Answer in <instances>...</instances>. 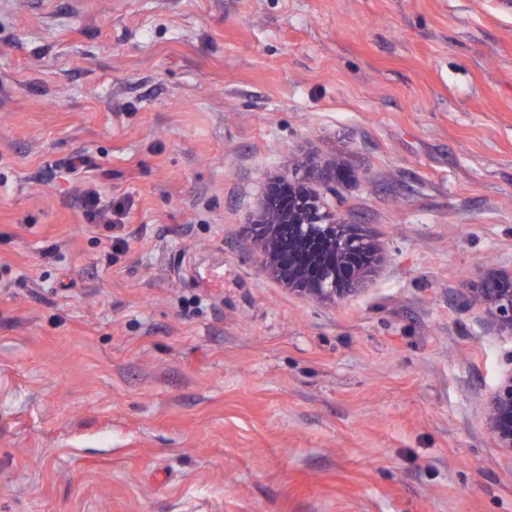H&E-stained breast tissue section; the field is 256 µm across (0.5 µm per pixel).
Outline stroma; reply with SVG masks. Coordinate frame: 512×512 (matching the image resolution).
<instances>
[{
  "instance_id": "stroma-1",
  "label": "stroma",
  "mask_w": 512,
  "mask_h": 512,
  "mask_svg": "<svg viewBox=\"0 0 512 512\" xmlns=\"http://www.w3.org/2000/svg\"><path fill=\"white\" fill-rule=\"evenodd\" d=\"M309 155L379 252L333 303L247 228ZM492 269L512 0H0V512H512ZM82 218L87 224H104L112 230L116 224H122L125 216V207L122 203L112 206V200L104 202L95 182H90L78 198ZM457 302L480 310L500 334L512 337V271L489 274L472 288H463ZM508 361L510 369L484 401V418L497 447L512 464V353Z\"/></svg>"
}]
</instances>
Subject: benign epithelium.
Segmentation results:
<instances>
[{
  "instance_id": "7a95c632",
  "label": "benign epithelium",
  "mask_w": 512,
  "mask_h": 512,
  "mask_svg": "<svg viewBox=\"0 0 512 512\" xmlns=\"http://www.w3.org/2000/svg\"><path fill=\"white\" fill-rule=\"evenodd\" d=\"M330 166L305 165L272 183L250 224L255 248L274 278L304 297L334 302L358 290L377 253L367 236L337 221L319 192ZM457 302L480 310L499 333L512 337V272L492 273L462 289ZM508 361L511 369L484 401V418L512 462V354Z\"/></svg>"
}]
</instances>
